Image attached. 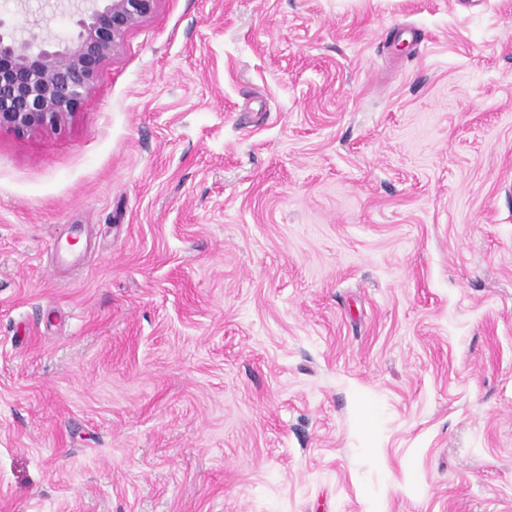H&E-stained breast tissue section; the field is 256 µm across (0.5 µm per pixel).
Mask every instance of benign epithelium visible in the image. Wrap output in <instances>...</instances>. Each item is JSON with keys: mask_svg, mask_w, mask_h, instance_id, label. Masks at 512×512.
Masks as SVG:
<instances>
[{"mask_svg": "<svg viewBox=\"0 0 512 512\" xmlns=\"http://www.w3.org/2000/svg\"><path fill=\"white\" fill-rule=\"evenodd\" d=\"M158 0H90L75 13V32L53 42L0 16V128L35 131L60 125L90 93L125 33Z\"/></svg>", "mask_w": 512, "mask_h": 512, "instance_id": "7a95c632", "label": "benign epithelium"}]
</instances>
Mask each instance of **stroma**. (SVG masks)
<instances>
[{
    "instance_id": "stroma-1",
    "label": "stroma",
    "mask_w": 512,
    "mask_h": 512,
    "mask_svg": "<svg viewBox=\"0 0 512 512\" xmlns=\"http://www.w3.org/2000/svg\"><path fill=\"white\" fill-rule=\"evenodd\" d=\"M0 512H512V0H158L1 128Z\"/></svg>"
}]
</instances>
